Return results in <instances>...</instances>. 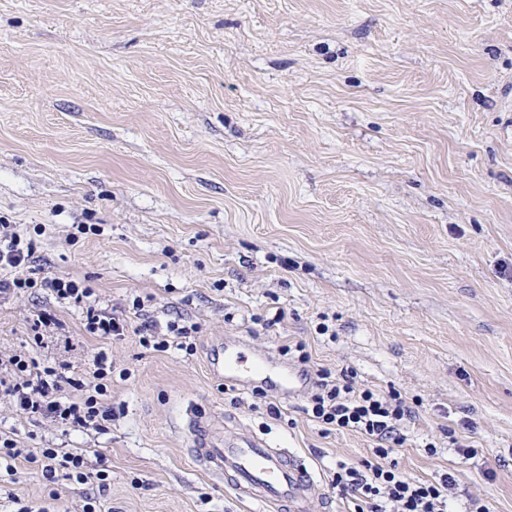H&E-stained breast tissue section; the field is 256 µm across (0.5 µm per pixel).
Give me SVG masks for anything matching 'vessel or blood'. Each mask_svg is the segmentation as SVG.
I'll return each mask as SVG.
<instances>
[{"instance_id":"1","label":"vessel or blood","mask_w":512,"mask_h":512,"mask_svg":"<svg viewBox=\"0 0 512 512\" xmlns=\"http://www.w3.org/2000/svg\"><path fill=\"white\" fill-rule=\"evenodd\" d=\"M210 375L241 389L256 386L298 395L309 385L308 372L287 365L273 353L256 354L247 340L228 337L208 360ZM184 431L193 458L211 477L230 484L261 504L279 512H306L322 488L306 465L282 448L269 447L264 438L241 430L224 433L212 419L191 417Z\"/></svg>"}]
</instances>
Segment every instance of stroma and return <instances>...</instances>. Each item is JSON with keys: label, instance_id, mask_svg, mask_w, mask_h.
<instances>
[{"label": "stroma", "instance_id": "stroma-1", "mask_svg": "<svg viewBox=\"0 0 512 512\" xmlns=\"http://www.w3.org/2000/svg\"><path fill=\"white\" fill-rule=\"evenodd\" d=\"M0 215L45 275L199 327L194 353L159 352L87 335L46 291L1 300L0 351L80 369L107 352L113 417L83 434L0 404V431L112 475L51 485L19 459L0 512L88 495L102 512H258L194 460L190 408L293 451L323 488L309 512H345L331 469L369 441L321 433L303 397L226 390L207 361L227 336L304 342L311 368L419 401L401 466L452 474L453 512H512V0H0ZM42 312L65 340L34 344Z\"/></svg>", "mask_w": 512, "mask_h": 512}]
</instances>
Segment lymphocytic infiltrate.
Listing matches in <instances>:
<instances>
[{
    "label": "lymphocytic infiltrate",
    "mask_w": 512,
    "mask_h": 512,
    "mask_svg": "<svg viewBox=\"0 0 512 512\" xmlns=\"http://www.w3.org/2000/svg\"><path fill=\"white\" fill-rule=\"evenodd\" d=\"M35 243L16 225L0 224V299L31 289L50 292L58 303L81 309L84 329L101 338H121L128 322L116 309L102 307L88 280L42 275L33 264ZM112 364L106 353H95L90 366L75 372L71 363H40L26 353L0 354V401L25 418L79 432H102L112 420L109 401ZM323 433L354 432L368 439L367 457L340 461L332 486L351 504L352 512H449L455 486L451 475L424 480L407 474L398 454L406 436L402 431L413 410L399 391L380 393L358 386L354 371L316 372L304 408ZM24 459L48 481L64 478L110 485V475L91 464L85 453L60 448H23L10 435L0 436V462Z\"/></svg>",
    "instance_id": "f902f5d3"
}]
</instances>
